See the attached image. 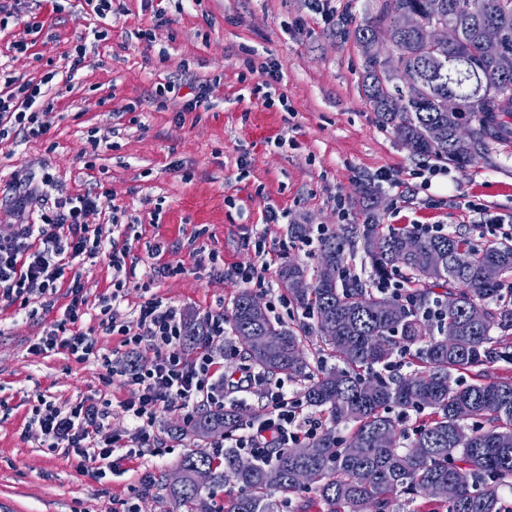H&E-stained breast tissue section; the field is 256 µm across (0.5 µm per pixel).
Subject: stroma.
I'll return each mask as SVG.
<instances>
[{
  "instance_id": "obj_1",
  "label": "stroma",
  "mask_w": 512,
  "mask_h": 512,
  "mask_svg": "<svg viewBox=\"0 0 512 512\" xmlns=\"http://www.w3.org/2000/svg\"><path fill=\"white\" fill-rule=\"evenodd\" d=\"M323 21L311 0H112L99 19L84 0H0L9 14L0 29V94L6 79L39 81L54 73L55 108L44 134L9 126L0 136V236L19 218L14 184L37 185L42 202L30 221L52 212L59 197L103 194L90 224L110 225L128 242L120 306L133 320L156 297L188 321L227 313L239 292L204 258L252 264L256 228H267L265 288L258 295L285 323L295 308L277 303L282 266L314 263L315 248L288 235L292 224L334 231L364 221L362 188L378 198L379 221L392 226L439 224L481 237V218L512 226V151L494 145L466 168L420 157L382 125L362 90L367 57L354 31L375 16L379 0H329ZM103 31L94 40V31ZM86 47L85 66L69 77L70 57ZM275 66L287 108H265L253 89L262 66ZM207 87L206 106L187 111L185 94L155 97L176 74ZM394 175L397 187L378 179ZM483 205L471 212L466 201ZM280 219L266 222L268 210ZM159 265L178 268L161 278ZM80 285V330L95 332L98 355L79 361L66 350L32 346L56 323ZM112 292V268L99 254L66 266L54 306L0 300V512H185L169 496L179 461L192 446L178 436L183 420L163 414L159 454L112 455L116 472L97 481L92 464L49 452L28 427L39 398L69 407L109 403L108 431L127 426L121 404L133 395L115 368L125 364L120 335L101 327V301ZM153 490H146V481Z\"/></svg>"
}]
</instances>
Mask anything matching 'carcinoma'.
<instances>
[{
  "label": "carcinoma",
  "mask_w": 512,
  "mask_h": 512,
  "mask_svg": "<svg viewBox=\"0 0 512 512\" xmlns=\"http://www.w3.org/2000/svg\"><path fill=\"white\" fill-rule=\"evenodd\" d=\"M405 16L409 32L398 30ZM492 20L507 36L512 55V0H382L378 15L358 26L361 43L393 41V69L367 60L364 95L380 122L417 155L460 167L479 149L512 140V66L484 58L483 24ZM436 23L457 27L459 39L445 48L425 43ZM420 90L398 85L409 75ZM453 94V115L441 101ZM444 128L433 141L429 130ZM471 138L463 144L455 128ZM366 205L364 224L320 238L314 274L306 266H283L281 284L301 311L290 326L250 308L253 294L232 301L227 343L239 359L270 379L301 384L305 406L327 415L330 427L310 441L309 455L277 448L264 458L244 457L236 448L214 452L195 447L182 457L183 479L168 494L188 512H212L194 482L205 467L214 485L233 484L225 512H277L269 495L278 492L285 512H307L309 494L328 512H420V499L434 512H505L502 488H512V376L489 377L499 362L512 364V238L422 232L414 226L379 223ZM361 242L372 276L397 278L398 292L383 293L351 280L346 271ZM420 249L432 263L412 260ZM336 270L329 279L324 265ZM297 277L309 287L294 288ZM457 296L448 306V295ZM274 336L280 344L266 347ZM320 339V356L306 359L305 346ZM417 369L389 376L395 356ZM243 427L235 407L203 408L186 434L202 441L215 431L231 436Z\"/></svg>",
  "instance_id": "carcinoma-1"
}]
</instances>
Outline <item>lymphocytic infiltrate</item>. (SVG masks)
<instances>
[{"mask_svg": "<svg viewBox=\"0 0 512 512\" xmlns=\"http://www.w3.org/2000/svg\"><path fill=\"white\" fill-rule=\"evenodd\" d=\"M53 109V99L39 83L27 82L0 96V122L14 120L33 136L44 132L40 114ZM100 204V196L89 192L66 196L58 201L55 212L42 215L40 223L21 225L14 236L0 238V297L11 302L56 294L66 265L100 252L108 257L115 274L112 293L101 312L107 318L108 330L122 336L131 354L129 364L120 371L134 392L122 405L128 425L107 436L103 433L110 416L107 408L80 402L65 409L44 399L29 425L45 447L95 463L97 477L104 479L112 472L116 449H124L129 459L159 452L154 426L162 414L173 412L188 422L199 405L220 406L225 396L237 393L257 396L265 414L222 439V446L263 458L270 449L296 448L317 435L323 428L321 419L304 412L297 389L287 381L268 379L242 364H237L234 378L221 374L222 363L235 358L224 343L223 315L203 316L207 338L192 354L184 347L181 310L161 299L144 301L135 322L121 320L119 307L126 284L120 274L129 248L105 235L102 225L86 224L87 213ZM70 293L72 299L62 320L45 331L32 349L48 353L62 348L77 360L86 361L97 354L96 340L91 333L76 328L83 316L80 285H72Z\"/></svg>", "mask_w": 512, "mask_h": 512, "instance_id": "obj_1", "label": "lymphocytic infiltrate"}]
</instances>
